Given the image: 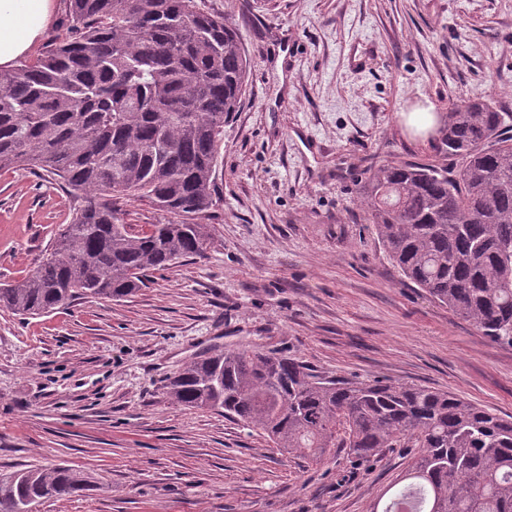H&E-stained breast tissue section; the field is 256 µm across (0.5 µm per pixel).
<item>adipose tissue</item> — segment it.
Segmentation results:
<instances>
[{
    "instance_id": "adipose-tissue-1",
    "label": "adipose tissue",
    "mask_w": 512,
    "mask_h": 512,
    "mask_svg": "<svg viewBox=\"0 0 512 512\" xmlns=\"http://www.w3.org/2000/svg\"><path fill=\"white\" fill-rule=\"evenodd\" d=\"M53 0H0V67H9L46 31Z\"/></svg>"
}]
</instances>
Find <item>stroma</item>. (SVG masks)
<instances>
[{
	"label": "stroma",
	"instance_id": "1",
	"mask_svg": "<svg viewBox=\"0 0 512 512\" xmlns=\"http://www.w3.org/2000/svg\"><path fill=\"white\" fill-rule=\"evenodd\" d=\"M250 61L224 127L205 255L132 297L38 318L0 310V471L78 467L101 483L41 512H372L404 474L399 448L323 462L165 398L207 347L259 344L319 375L419 385L512 415V347L422 295L366 224L358 180L423 161L437 133L405 124L476 96L512 112V0H205ZM73 192L0 172V281L34 270Z\"/></svg>",
	"mask_w": 512,
	"mask_h": 512
}]
</instances>
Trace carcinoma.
I'll return each mask as SVG.
<instances>
[{
    "mask_svg": "<svg viewBox=\"0 0 512 512\" xmlns=\"http://www.w3.org/2000/svg\"><path fill=\"white\" fill-rule=\"evenodd\" d=\"M202 0H70L65 36L0 71V171L34 166L81 193L49 258L0 282V310L44 316L79 298H127L151 274L202 257L219 199L224 125L249 60ZM435 155L387 163L363 183L365 219L403 276L512 346V112L482 97L438 116ZM146 201L156 224H124L112 200ZM174 405L216 411L276 448L358 462L415 448L395 506L512 512V416L423 386L321 379L278 350L214 345L164 386ZM100 489L83 470L0 474V512Z\"/></svg>",
    "mask_w": 512,
    "mask_h": 512,
    "instance_id": "obj_1",
    "label": "carcinoma"
}]
</instances>
